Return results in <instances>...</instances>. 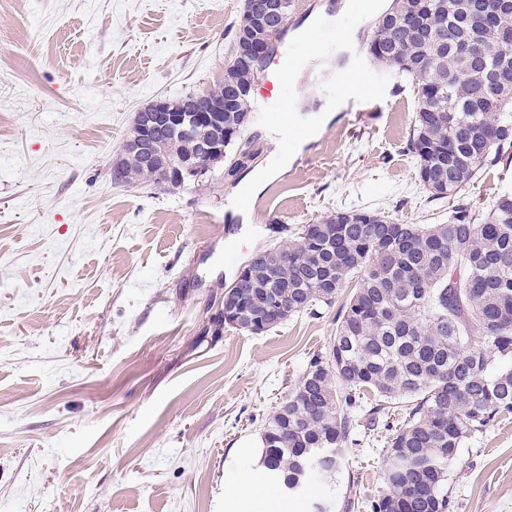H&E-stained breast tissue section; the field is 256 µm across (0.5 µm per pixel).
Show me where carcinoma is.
Wrapping results in <instances>:
<instances>
[{"instance_id": "cac0c4a2", "label": "carcinoma", "mask_w": 512, "mask_h": 512, "mask_svg": "<svg viewBox=\"0 0 512 512\" xmlns=\"http://www.w3.org/2000/svg\"><path fill=\"white\" fill-rule=\"evenodd\" d=\"M247 0L235 34L266 54L287 34L253 28ZM502 0H391L366 45L379 65L419 80L407 148L433 201L453 200L446 224H400L363 210L359 224L323 218L314 237L258 252L224 295L235 327L263 334L300 313L319 315L357 282L336 312V334L309 360L260 437L271 487L288 491L341 465L342 450L383 428L385 489L370 512H453L448 475L460 448L512 413V194L482 223L465 202L485 166L512 163V44L497 39ZM239 86L258 71L225 66ZM245 112L224 113V147H237L224 179L252 159L240 141ZM186 156V132L165 134ZM401 411L406 423L393 429Z\"/></svg>"}]
</instances>
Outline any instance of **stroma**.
<instances>
[{
    "instance_id": "stroma-1",
    "label": "stroma",
    "mask_w": 512,
    "mask_h": 512,
    "mask_svg": "<svg viewBox=\"0 0 512 512\" xmlns=\"http://www.w3.org/2000/svg\"><path fill=\"white\" fill-rule=\"evenodd\" d=\"M243 3L0 0V512H229L226 492L263 478L266 419L336 332L332 309L260 336L219 327L239 267L343 209L448 221L406 147L417 80L373 65L343 82L340 46L302 41L368 35L361 0H293L303 133L288 147L252 118L239 183L264 181L247 212L220 167L182 187L113 183L136 112L223 79ZM510 191L500 165L465 196L484 214ZM388 437L346 448L288 512L378 495ZM448 492L455 512H512V414L466 440Z\"/></svg>"
}]
</instances>
